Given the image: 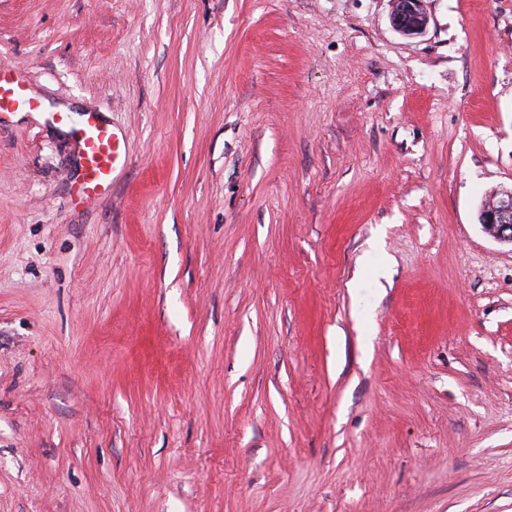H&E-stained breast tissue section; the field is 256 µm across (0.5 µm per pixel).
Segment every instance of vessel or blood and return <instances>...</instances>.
I'll return each instance as SVG.
<instances>
[{"instance_id":"b4317fda","label":"vessel or blood","mask_w":512,"mask_h":512,"mask_svg":"<svg viewBox=\"0 0 512 512\" xmlns=\"http://www.w3.org/2000/svg\"><path fill=\"white\" fill-rule=\"evenodd\" d=\"M36 103L26 89L24 80L0 66V111L15 107L35 108ZM79 152L83 161V175L76 190L81 205L96 203L109 193L114 173L123 160L117 133L102 123L97 114H89L79 139Z\"/></svg>"}]
</instances>
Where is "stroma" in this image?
<instances>
[{
    "instance_id": "35a3bbf8",
    "label": "stroma",
    "mask_w": 512,
    "mask_h": 512,
    "mask_svg": "<svg viewBox=\"0 0 512 512\" xmlns=\"http://www.w3.org/2000/svg\"><path fill=\"white\" fill-rule=\"evenodd\" d=\"M0 0V512H512V0ZM391 4V23L398 33L415 37L426 31L429 19L422 8V0H391ZM15 107L34 109L35 100L27 94L25 81L12 71L0 66V111H9ZM83 161V175L76 190L79 205H92L109 193L114 173L125 157L117 133L102 123L96 113H89L78 139ZM479 221L493 238L512 244V189L503 191L496 203L483 205Z\"/></svg>"
}]
</instances>
